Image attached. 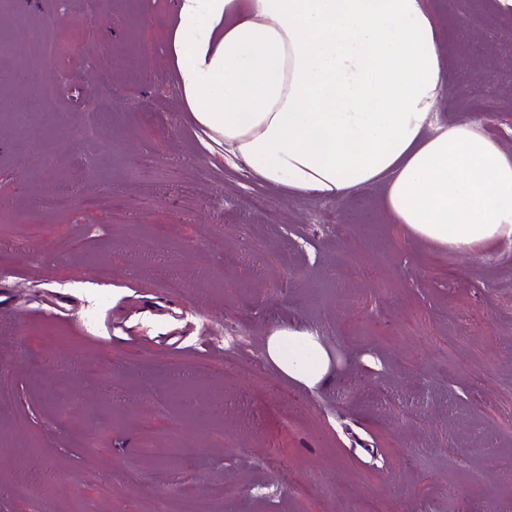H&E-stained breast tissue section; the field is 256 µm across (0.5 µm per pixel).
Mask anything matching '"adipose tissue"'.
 <instances>
[{"label":"adipose tissue","instance_id":"obj_1","mask_svg":"<svg viewBox=\"0 0 512 512\" xmlns=\"http://www.w3.org/2000/svg\"><path fill=\"white\" fill-rule=\"evenodd\" d=\"M168 43L205 146L292 196L380 185L409 236L460 255L512 237V150L444 124L451 66L426 0H176ZM268 359L307 386L331 358L280 326Z\"/></svg>","mask_w":512,"mask_h":512}]
</instances>
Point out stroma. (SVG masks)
Returning a JSON list of instances; mask_svg holds the SVG:
<instances>
[{
  "label": "stroma",
  "mask_w": 512,
  "mask_h": 512,
  "mask_svg": "<svg viewBox=\"0 0 512 512\" xmlns=\"http://www.w3.org/2000/svg\"><path fill=\"white\" fill-rule=\"evenodd\" d=\"M25 2L0 31L55 22L63 50L0 52V512H153L162 488L214 512H512V239L442 251L380 187L288 196L205 147L169 59L174 0ZM428 3L468 59L440 119L512 149V7ZM18 113L55 145L43 165ZM50 294L65 322L39 316ZM135 298L166 302L196 352L89 332ZM286 321L318 332L326 383L267 359Z\"/></svg>",
  "instance_id": "1"
}]
</instances>
